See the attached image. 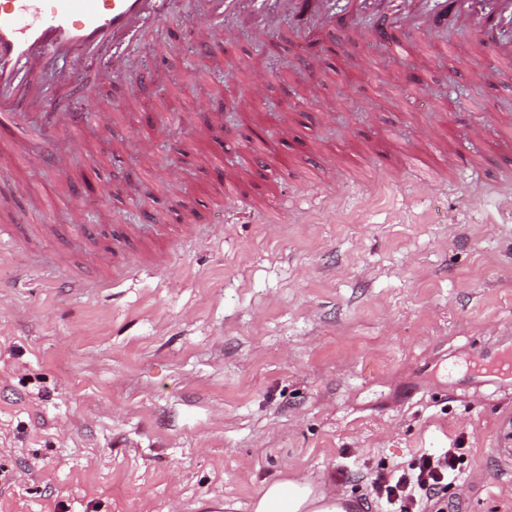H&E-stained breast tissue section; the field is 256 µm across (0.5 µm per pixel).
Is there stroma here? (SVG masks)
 Segmentation results:
<instances>
[{"label":"stroma","instance_id":"1","mask_svg":"<svg viewBox=\"0 0 512 512\" xmlns=\"http://www.w3.org/2000/svg\"><path fill=\"white\" fill-rule=\"evenodd\" d=\"M204 13L179 0L156 42L129 49L126 82L74 71L112 121L82 129L64 169L28 175L64 129L33 113L0 125V512H250L288 476L385 512L371 472L449 448L455 512H512L496 454L512 448V380L478 388L466 368L512 337V67L475 30L377 41L339 7L326 29L287 18L204 55ZM427 124L439 146L418 139ZM475 125L488 146L468 148ZM439 148L469 163L432 166L423 190L404 157ZM220 156L239 198L214 179ZM68 246L69 274L35 264Z\"/></svg>","mask_w":512,"mask_h":512}]
</instances>
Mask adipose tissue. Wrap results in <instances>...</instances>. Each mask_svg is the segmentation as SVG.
<instances>
[{
    "label": "adipose tissue",
    "mask_w": 512,
    "mask_h": 512,
    "mask_svg": "<svg viewBox=\"0 0 512 512\" xmlns=\"http://www.w3.org/2000/svg\"><path fill=\"white\" fill-rule=\"evenodd\" d=\"M251 512H347L342 498L303 477L265 485L253 499Z\"/></svg>",
    "instance_id": "adipose-tissue-1"
}]
</instances>
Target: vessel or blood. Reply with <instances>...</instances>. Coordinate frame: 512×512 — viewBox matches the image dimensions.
Returning a JSON list of instances; mask_svg holds the SVG:
<instances>
[{
  "mask_svg": "<svg viewBox=\"0 0 512 512\" xmlns=\"http://www.w3.org/2000/svg\"><path fill=\"white\" fill-rule=\"evenodd\" d=\"M217 11L204 17L195 31L198 47H208L217 31L236 34L226 19L247 10L257 24L256 41L271 31L279 10L305 28L329 20L326 0H216ZM475 8L449 11L448 0H350L353 17L371 14L377 35L403 26L420 29L453 15L459 26L483 30L490 18L512 17V0H475ZM175 0H0V121L20 112L39 113L47 129L63 125L76 131L106 120L92 97L70 103V90L47 86L43 64L49 58L75 54L95 70L98 82L122 78V57L129 46L154 38L158 23L174 12ZM473 371L482 385L512 379V348L477 353Z\"/></svg>",
  "mask_w": 512,
  "mask_h": 512,
  "instance_id": "1",
  "label": "vessel or blood"
}]
</instances>
